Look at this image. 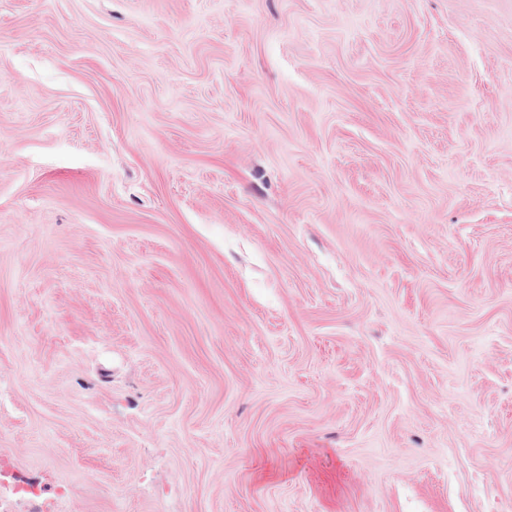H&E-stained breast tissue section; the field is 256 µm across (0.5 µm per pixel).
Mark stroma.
<instances>
[{"label": "stroma", "instance_id": "obj_1", "mask_svg": "<svg viewBox=\"0 0 512 512\" xmlns=\"http://www.w3.org/2000/svg\"><path fill=\"white\" fill-rule=\"evenodd\" d=\"M0 500L512 512V0H0Z\"/></svg>", "mask_w": 512, "mask_h": 512}]
</instances>
